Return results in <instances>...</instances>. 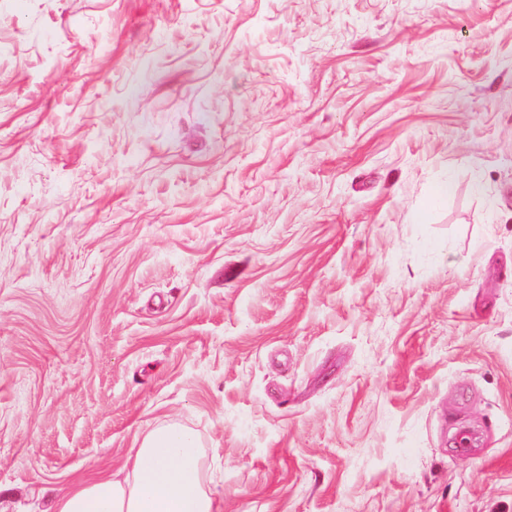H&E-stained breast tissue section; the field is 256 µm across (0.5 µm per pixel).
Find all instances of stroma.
<instances>
[{"instance_id": "1", "label": "stroma", "mask_w": 512, "mask_h": 512, "mask_svg": "<svg viewBox=\"0 0 512 512\" xmlns=\"http://www.w3.org/2000/svg\"><path fill=\"white\" fill-rule=\"evenodd\" d=\"M162 424L224 512H512V0H0V512Z\"/></svg>"}]
</instances>
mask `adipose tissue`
I'll list each match as a JSON object with an SVG mask.
<instances>
[{
    "label": "adipose tissue",
    "mask_w": 512,
    "mask_h": 512,
    "mask_svg": "<svg viewBox=\"0 0 512 512\" xmlns=\"http://www.w3.org/2000/svg\"><path fill=\"white\" fill-rule=\"evenodd\" d=\"M194 434L170 425L152 430L131 454L127 474H102L75 484L55 512H224L203 488Z\"/></svg>",
    "instance_id": "1"
}]
</instances>
